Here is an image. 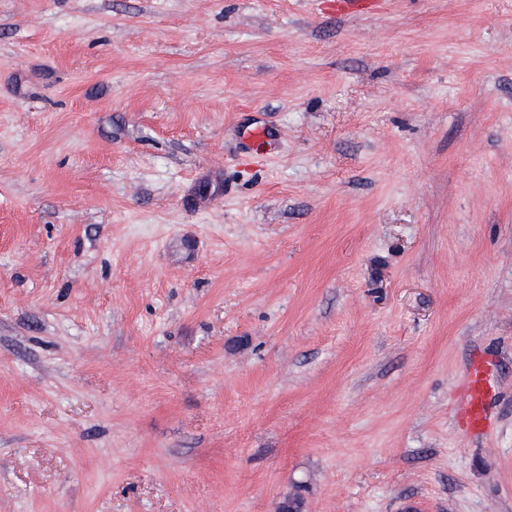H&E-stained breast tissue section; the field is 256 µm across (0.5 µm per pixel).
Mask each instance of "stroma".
<instances>
[{
	"label": "stroma",
	"mask_w": 512,
	"mask_h": 512,
	"mask_svg": "<svg viewBox=\"0 0 512 512\" xmlns=\"http://www.w3.org/2000/svg\"><path fill=\"white\" fill-rule=\"evenodd\" d=\"M291 496L512 512V0H0V512ZM491 383L488 378L476 374L470 382L467 396V414L475 427L482 428L488 419L491 403Z\"/></svg>",
	"instance_id": "stroma-1"
}]
</instances>
